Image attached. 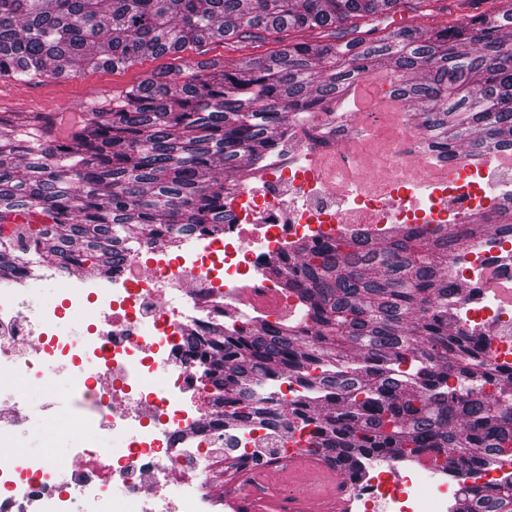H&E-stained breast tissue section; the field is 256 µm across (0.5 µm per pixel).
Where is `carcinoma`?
I'll return each mask as SVG.
<instances>
[{
	"label": "carcinoma",
	"mask_w": 512,
	"mask_h": 512,
	"mask_svg": "<svg viewBox=\"0 0 512 512\" xmlns=\"http://www.w3.org/2000/svg\"><path fill=\"white\" fill-rule=\"evenodd\" d=\"M396 0H0V79L76 77L151 53L201 51L231 31L277 34L269 58L172 65L105 100L90 99L68 126L49 112H0V222L34 209L47 224L0 227V270L29 265L75 274L122 272L136 248L224 230V199L282 155L298 132H338L354 87L389 62L390 97L435 102L419 113L428 152L479 160L512 151V0L462 22L385 30ZM285 31L315 33L284 40ZM422 69L425 80L404 74ZM328 118L313 125L315 114ZM481 128L460 152L457 143ZM472 235L512 228V207L475 215ZM461 236L441 225L301 241L268 273L296 299L298 317L273 326L226 318L191 340L224 412L262 427L256 387L287 374L304 398L282 408L313 426L307 452L352 476L371 458L433 466L454 456L464 481L486 463L512 462V376L491 366L489 337L463 331L446 276ZM497 379L498 394L484 385ZM332 407L323 412L321 408ZM452 512H512V470L486 494L468 487Z\"/></svg>",
	"instance_id": "1"
}]
</instances>
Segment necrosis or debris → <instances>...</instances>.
Returning <instances> with one entry per match:
<instances>
[{"instance_id":"4bbe7bcc","label":"necrosis or debris","mask_w":512,"mask_h":512,"mask_svg":"<svg viewBox=\"0 0 512 512\" xmlns=\"http://www.w3.org/2000/svg\"><path fill=\"white\" fill-rule=\"evenodd\" d=\"M404 112L403 101H391L397 134L383 145L340 137L324 153L301 143L260 184L225 199L231 221L221 233L198 236L193 248L140 247L120 277L63 286L54 298L42 295L52 285L42 268L0 288V397L14 408L0 417V447H11L30 420L15 384L51 381L35 362L50 354L62 360L76 398L72 412L50 420L54 439L72 451L67 477L40 455L0 459V512H80L88 499L112 512H126L129 503L137 512H211L207 474L215 459L255 467L258 482L287 465L296 420L286 414L270 429L226 438L222 408L189 338H206L228 310L280 319L287 297L265 304L252 295L274 291L265 262L300 239L381 233L390 224L419 232L455 225L464 248L448 278L467 281L471 292L452 305L461 327L493 336L488 362L512 368V237L484 243L466 235L474 213L512 203V153L483 163L424 158V142ZM418 483L416 473L386 458L345 486L354 512H436L458 493L442 483L424 496Z\"/></svg>"}]
</instances>
